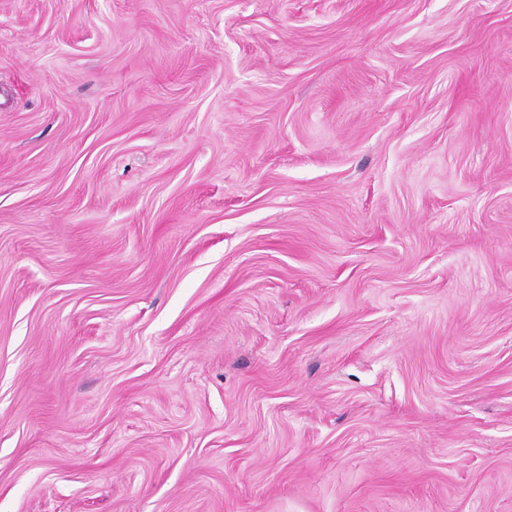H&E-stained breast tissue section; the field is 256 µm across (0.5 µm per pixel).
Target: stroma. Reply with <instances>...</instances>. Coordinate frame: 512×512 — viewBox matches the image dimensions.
<instances>
[{
  "instance_id": "35a3bbf8",
  "label": "stroma",
  "mask_w": 512,
  "mask_h": 512,
  "mask_svg": "<svg viewBox=\"0 0 512 512\" xmlns=\"http://www.w3.org/2000/svg\"><path fill=\"white\" fill-rule=\"evenodd\" d=\"M0 512H512V0H0Z\"/></svg>"
}]
</instances>
